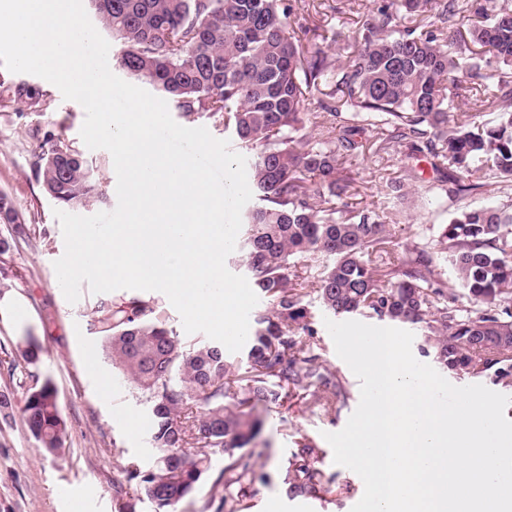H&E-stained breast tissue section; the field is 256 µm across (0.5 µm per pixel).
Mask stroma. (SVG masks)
I'll use <instances>...</instances> for the list:
<instances>
[{
    "label": "stroma",
    "mask_w": 512,
    "mask_h": 512,
    "mask_svg": "<svg viewBox=\"0 0 512 512\" xmlns=\"http://www.w3.org/2000/svg\"><path fill=\"white\" fill-rule=\"evenodd\" d=\"M357 13L336 12V0H305V8L291 19L293 30L317 27L326 46L340 61L349 58V45L356 31L358 13L372 10L374 0H358ZM25 95H18V88ZM83 107L63 99L59 89L31 74H17L0 67V191L6 192L35 232V246L13 253L8 259L18 278L12 289L29 310L24 328H17L0 315V351L14 349L25 334L36 336L42 351L33 370L51 380L57 402L69 428L65 451L58 456L42 455L27 432L21 407L26 390L0 373V394H8L9 407H0V512H118L112 485L124 478L130 462L148 465L155 455L151 435L154 421L150 405L101 354L102 343L94 327L100 295L82 286L81 297L69 303L55 282L53 263L65 250L61 226L54 215L55 203L43 194L33 166L44 133L81 146ZM404 163L394 157L379 167L371 156L346 158L356 175L352 202L382 212L395 207L406 220L397 225L394 256L402 246L432 245L439 225L447 223L448 206L415 200L409 187L392 188L389 180ZM148 302L188 345L207 343L201 333L186 334L181 318L166 295L158 291L132 293L127 289L109 292L106 298L120 302L132 297ZM307 320L315 331L325 367L344 382L349 399L331 416L315 411L314 396L293 397L283 406L268 411L262 435L253 449L257 478L250 488L249 512H351L364 492L362 479L333 461V450L325 433L340 431L360 401V382L337 355L324 318L326 313L315 296L303 301ZM99 350L95 369L85 365L87 349ZM308 439L316 448L314 465L335 476L333 494L289 498L281 475L296 449L297 441Z\"/></svg>",
    "instance_id": "stroma-1"
}]
</instances>
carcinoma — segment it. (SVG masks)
Instances as JSON below:
<instances>
[{
    "label": "carcinoma",
    "instance_id": "1",
    "mask_svg": "<svg viewBox=\"0 0 512 512\" xmlns=\"http://www.w3.org/2000/svg\"><path fill=\"white\" fill-rule=\"evenodd\" d=\"M119 47L118 66L185 116L206 112L251 153L249 187L257 203L243 215L236 253L267 300L248 336L246 362L218 345L187 347L149 303L103 300L95 329L104 350L151 404L153 447L145 470L125 469L113 498L136 482L153 512H176L224 453L212 481L215 512H247L254 479L250 445L263 414L289 396L313 391L318 412L349 398L323 367L305 322L315 294L335 316L354 313L409 324L422 352L442 368L512 385V0H382L361 16L354 60L340 65L289 31L295 0H89ZM481 18L464 38L462 14ZM336 102L315 140L305 132L309 101L321 87ZM463 107L452 106L453 99ZM369 150L383 159H425L435 177L401 168L396 187L414 188L454 208L434 251L416 244L389 260L400 211L383 215L348 201L353 173L339 157ZM44 193L58 206L84 209L102 197L95 169L75 147L49 135L35 163ZM481 195L487 203L459 205ZM0 288L5 255L32 242L11 199L0 192ZM454 269L456 288L438 277L434 255ZM303 266H298L299 261ZM316 267L319 273L308 275ZM27 335L0 360L14 378L19 361L36 363ZM27 431L44 454L65 449L68 429L50 381L25 372ZM282 477L290 497L336 491L314 466L303 439Z\"/></svg>",
    "mask_w": 512,
    "mask_h": 512
}]
</instances>
